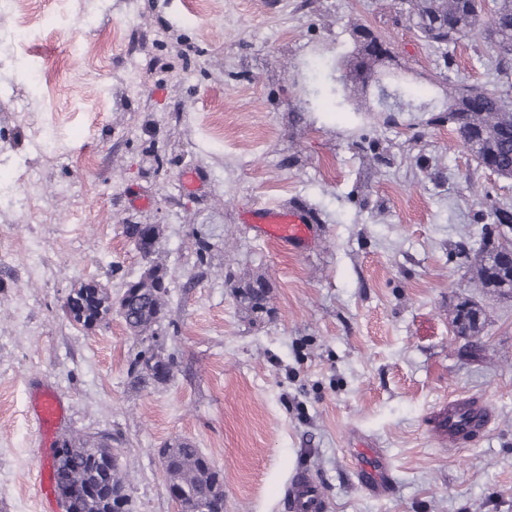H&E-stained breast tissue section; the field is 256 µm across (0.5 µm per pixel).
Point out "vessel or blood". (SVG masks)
<instances>
[{"mask_svg":"<svg viewBox=\"0 0 512 512\" xmlns=\"http://www.w3.org/2000/svg\"><path fill=\"white\" fill-rule=\"evenodd\" d=\"M260 236L292 253L305 249L313 236V228L303 215L294 210L272 207L255 208L247 218ZM32 419L40 446L39 495L42 504L52 505L55 484L50 477L52 453L58 444V433L64 419V406L56 392L48 387L32 394ZM493 421L491 409L478 396L461 394L449 398L429 418L431 431L449 445L457 446L483 435ZM373 465L362 477L366 489L382 493L388 487L389 466L383 455L368 449ZM284 501L291 512H327L329 505L318 481L306 470L296 469L287 486Z\"/></svg>","mask_w":512,"mask_h":512,"instance_id":"1","label":"vessel or blood"}]
</instances>
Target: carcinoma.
I'll return each instance as SVG.
<instances>
[{"label": "carcinoma", "instance_id": "cac0c4a2", "mask_svg": "<svg viewBox=\"0 0 512 512\" xmlns=\"http://www.w3.org/2000/svg\"><path fill=\"white\" fill-rule=\"evenodd\" d=\"M485 0H408V20L420 37L441 53L444 65L451 64L449 47L471 34H483L496 49L500 68L512 69V0H500L490 18H485ZM382 58L366 55L362 43H354V65L348 81L342 82L345 96L365 95L370 82H379L378 66ZM380 96L391 101L398 110L411 106L405 93L396 87L392 91L380 89ZM445 119L461 143L476 158L478 164L504 179H512V84L491 92L475 84L448 86V103L444 107ZM486 262L481 266L479 282L483 288H512V261L503 255L512 252L491 239L483 242ZM145 270L135 286L125 285L118 302V314L131 333L141 340L139 350L131 364V373L140 383H147L144 373L161 366L172 373L174 362L162 356L154 327L165 315L169 293L168 274L164 268L152 263L146 256ZM268 285L257 278L242 289V302L253 313L265 310ZM82 300L84 328H92L105 321L112 311V300L94 288L80 285L72 289ZM479 312L462 305L456 315V329L467 334L477 329ZM168 485L188 490L194 508L206 512L210 503L216 512H224V475L192 443L181 440L163 451ZM56 488L62 491L75 486L93 490L90 495H76L70 512H133L130 496L120 467L114 464L111 445L104 438L72 437L56 448L54 463Z\"/></svg>", "mask_w": 512, "mask_h": 512}]
</instances>
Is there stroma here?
I'll return each mask as SVG.
<instances>
[{"label": "stroma", "mask_w": 512, "mask_h": 512, "mask_svg": "<svg viewBox=\"0 0 512 512\" xmlns=\"http://www.w3.org/2000/svg\"><path fill=\"white\" fill-rule=\"evenodd\" d=\"M400 0H0V512H43L33 385L61 437L107 438L134 512H178L161 451L186 439L224 474V512H284L296 468L329 512H512V290L482 288L481 235L512 179L478 165L441 114L448 81L499 90L483 36L451 72ZM92 19L84 28V19ZM389 43L385 84L423 110L336 109L351 31ZM194 172L196 183L182 181ZM298 208L292 254L246 224ZM156 224L168 273L162 385L133 383L141 348L119 315L86 329L60 307L102 284L120 298L142 260L124 234ZM269 284L268 314L241 302ZM480 311L458 334L461 304ZM482 397L490 432L430 433L449 396ZM389 461V492L357 480V445ZM268 285L263 278L248 282L242 289V302L252 313H261L265 310Z\"/></svg>", "instance_id": "stroma-1"}]
</instances>
